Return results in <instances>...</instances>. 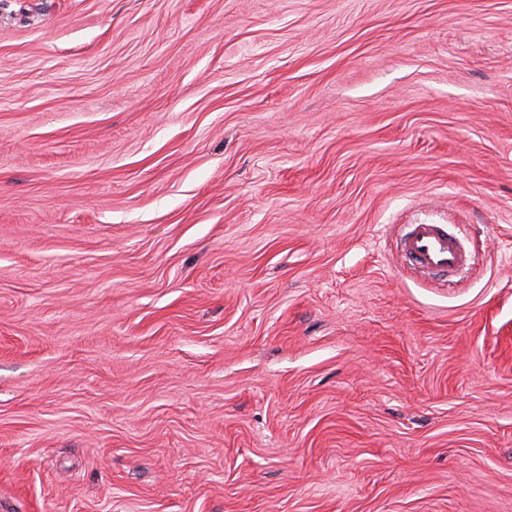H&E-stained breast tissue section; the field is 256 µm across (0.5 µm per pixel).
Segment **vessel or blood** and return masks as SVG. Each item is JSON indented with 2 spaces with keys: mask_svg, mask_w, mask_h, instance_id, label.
Masks as SVG:
<instances>
[{
  "mask_svg": "<svg viewBox=\"0 0 512 512\" xmlns=\"http://www.w3.org/2000/svg\"><path fill=\"white\" fill-rule=\"evenodd\" d=\"M400 248L408 266L436 278L455 273L469 260L463 244L444 224L412 225Z\"/></svg>",
  "mask_w": 512,
  "mask_h": 512,
  "instance_id": "obj_1",
  "label": "vessel or blood"
}]
</instances>
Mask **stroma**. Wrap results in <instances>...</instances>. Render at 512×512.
Wrapping results in <instances>:
<instances>
[{
  "label": "stroma",
  "instance_id": "obj_1",
  "mask_svg": "<svg viewBox=\"0 0 512 512\" xmlns=\"http://www.w3.org/2000/svg\"><path fill=\"white\" fill-rule=\"evenodd\" d=\"M0 512H512V0H0ZM401 240L404 261L429 276L444 278L469 261L463 244L448 233L447 224H412Z\"/></svg>",
  "mask_w": 512,
  "mask_h": 512
}]
</instances>
